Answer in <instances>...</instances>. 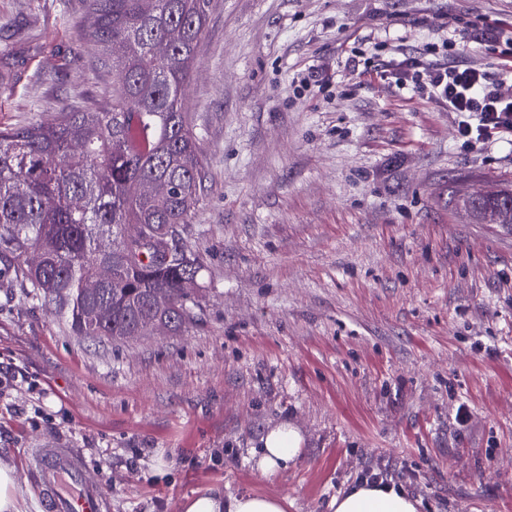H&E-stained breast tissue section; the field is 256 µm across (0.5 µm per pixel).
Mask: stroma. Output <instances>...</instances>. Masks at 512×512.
Here are the masks:
<instances>
[{"label":"stroma","instance_id":"1","mask_svg":"<svg viewBox=\"0 0 512 512\" xmlns=\"http://www.w3.org/2000/svg\"><path fill=\"white\" fill-rule=\"evenodd\" d=\"M87 15L0 0V126L107 101ZM474 22L512 31V0H213L185 95L206 161L197 322L95 343L0 272V368L26 375L0 389V463L28 512L27 452L48 443L81 449L112 512H181L215 485L330 512L377 464L421 512H512V224L461 205L512 189V141L463 149L455 113L349 62L446 40L469 46L450 64L498 73ZM311 65L331 84L294 93ZM284 423L301 453L262 476Z\"/></svg>","mask_w":512,"mask_h":512}]
</instances>
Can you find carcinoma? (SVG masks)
<instances>
[{
  "label": "carcinoma",
  "mask_w": 512,
  "mask_h": 512,
  "mask_svg": "<svg viewBox=\"0 0 512 512\" xmlns=\"http://www.w3.org/2000/svg\"><path fill=\"white\" fill-rule=\"evenodd\" d=\"M211 0H89L88 30L101 66L120 88L96 112H65L53 123L0 127V261L77 336L99 343L132 335L166 316L174 333L198 301L184 282L202 265L184 236L206 177L198 135L183 109L195 50ZM511 192L463 205L480 218L512 224ZM177 230V257L154 258L140 239ZM41 262L33 266L28 253ZM109 277L93 292L82 284ZM167 296L166 308L152 294ZM99 308L112 310L99 319Z\"/></svg>",
  "instance_id": "cac0c4a2"
}]
</instances>
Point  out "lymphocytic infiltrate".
I'll return each mask as SVG.
<instances>
[{
	"label": "lymphocytic infiltrate",
	"instance_id": "1",
	"mask_svg": "<svg viewBox=\"0 0 512 512\" xmlns=\"http://www.w3.org/2000/svg\"><path fill=\"white\" fill-rule=\"evenodd\" d=\"M379 78L455 112L462 148L495 137L512 141V90L484 69L460 68L409 55L387 64Z\"/></svg>",
	"mask_w": 512,
	"mask_h": 512
}]
</instances>
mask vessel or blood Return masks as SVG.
<instances>
[{
    "mask_svg": "<svg viewBox=\"0 0 512 512\" xmlns=\"http://www.w3.org/2000/svg\"><path fill=\"white\" fill-rule=\"evenodd\" d=\"M30 467L47 512H112L111 500L99 486L86 481L79 449H32Z\"/></svg>",
    "mask_w": 512,
    "mask_h": 512,
    "instance_id": "vessel-or-blood-1",
    "label": "vessel or blood"
}]
</instances>
